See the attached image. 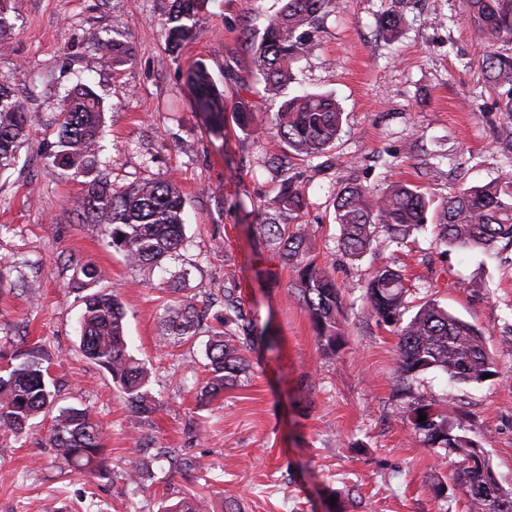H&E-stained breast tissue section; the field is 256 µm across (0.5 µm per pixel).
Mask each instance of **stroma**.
Segmentation results:
<instances>
[{"label":"stroma","mask_w":512,"mask_h":512,"mask_svg":"<svg viewBox=\"0 0 512 512\" xmlns=\"http://www.w3.org/2000/svg\"><path fill=\"white\" fill-rule=\"evenodd\" d=\"M339 2L293 63L287 88L333 94L344 109L335 144L289 165L305 200L297 221L344 297L331 346L315 334L293 268L255 232L278 191L270 160L286 146L241 129L231 110L244 98L262 125L279 105L251 40L283 0H201L199 32L176 52L159 26L171 0H14L0 82L24 98L31 135L0 173V350L43 349L58 404L90 408L101 424L112 473L99 480L68 470L47 444L50 418L38 417L0 459V512H43L48 503L86 512L93 502L100 512H163L191 495L205 497L210 512H467L450 456L408 421L399 338L366 310L363 291L378 265L404 274L411 304L436 301L482 331L494 376L459 383L429 370L412 386L448 410L512 488V246L444 252L429 227L399 244L380 231L374 252L354 260L339 244L333 207L347 178L377 193L400 181L425 191L433 217L454 188L512 174V154L498 143L496 93L479 67L486 48L463 0ZM389 8L402 16L393 37L378 29ZM95 36L128 42L131 61L105 66L90 45ZM198 63L224 86L218 135L187 86ZM80 79L104 106L100 158L112 185L170 179L183 194L186 244L162 265H130L98 225L78 223L82 185L47 156L60 100ZM85 263L97 277L72 289ZM211 287L233 289L267 341L245 352L238 386L202 401L208 332L167 346L158 338L177 293ZM104 288L124 305L130 354L152 370L160 409L142 423L110 375L78 351L83 297ZM164 448L198 458L206 471L156 462ZM133 465L142 469L136 488L124 479Z\"/></svg>","instance_id":"obj_1"}]
</instances>
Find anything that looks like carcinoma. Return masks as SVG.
<instances>
[{"label":"carcinoma","instance_id":"obj_1","mask_svg":"<svg viewBox=\"0 0 512 512\" xmlns=\"http://www.w3.org/2000/svg\"><path fill=\"white\" fill-rule=\"evenodd\" d=\"M200 0H173L162 22L167 48L174 52L197 34ZM466 21L475 37L487 48L480 68L486 82L497 90L495 109L512 116V54L499 51L512 45V0H465ZM11 0H0V47L7 45ZM336 12V0H287L272 16L252 45L257 70L268 87L283 93L292 80L291 64L308 49L305 27ZM95 51L114 67L131 60L125 42L97 40ZM195 107L206 115L209 128L224 129V90L206 67L198 63L187 76ZM238 124L249 129L255 117L248 103L234 105ZM57 140L48 155L66 177L84 178L81 198L74 204L77 220L98 224L108 244L134 265H160L185 243L183 199L166 179H144L123 190L111 187L99 169L103 104L92 88L76 83L64 96ZM343 111L330 95L306 94L286 97L268 118L274 133L292 155L317 157L334 144L342 125ZM30 123L25 101L9 85L0 83V171L14 165L18 150L28 141ZM276 204L290 213L304 208L303 198L286 177L280 184ZM340 242L346 255L360 258L373 248L380 226L394 240L428 223L429 201L420 189L395 183L380 195L373 194L354 178L345 180L333 203ZM439 247L491 250L502 240L512 243V177L484 185L460 187L450 194L435 225ZM279 257L297 273L296 289L305 302L316 335L336 342L343 295L330 272L310 255L307 233L291 229L274 213L258 228ZM408 289L402 275L387 267L373 270L365 287L370 315L399 336L398 372L402 381L430 369L440 370L457 382L480 383L492 373L493 360L482 332L457 318L435 302L420 306L404 321ZM198 295L184 296L170 306L161 336L173 343L197 335L205 318L198 308ZM125 314L113 293L94 292L84 297L79 326V351L105 370L119 388L131 415L145 420L157 410L158 400L150 389L151 370L127 351ZM215 325L206 346L210 378L201 397L213 400L236 385L247 369L243 351L254 345L252 323L246 321L240 297L223 294L222 310L213 314ZM6 366L0 368V458L14 448L17 437L40 413L52 415L48 444L56 457L71 469L94 477L108 476L103 433L85 408L59 407L51 389L48 358L39 349L22 355L0 352ZM409 421L425 441L458 457L456 477L468 501L469 512H512V490L498 486L489 459L472 468L466 465L474 443L452 434L448 414L437 410L424 394L407 388ZM426 420L419 421V415ZM166 512H209L208 501L181 499Z\"/></svg>","mask_w":512,"mask_h":512}]
</instances>
